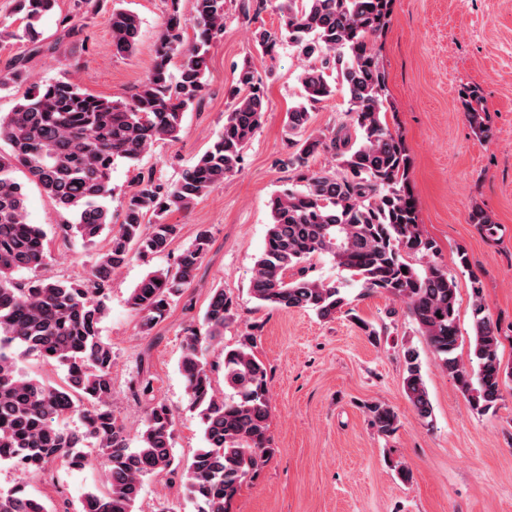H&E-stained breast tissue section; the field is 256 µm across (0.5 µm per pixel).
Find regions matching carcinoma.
Segmentation results:
<instances>
[{
	"instance_id": "cac0c4a2",
	"label": "carcinoma",
	"mask_w": 512,
	"mask_h": 512,
	"mask_svg": "<svg viewBox=\"0 0 512 512\" xmlns=\"http://www.w3.org/2000/svg\"><path fill=\"white\" fill-rule=\"evenodd\" d=\"M93 0H75V15L64 18L56 41L43 43L41 24L56 0H18L21 32L0 30V41L21 39L28 53L55 52L82 33ZM164 22L152 69L131 98H102L84 92L69 74L31 83L23 101L0 116V463L11 462L38 475L60 461L71 469L87 463L83 449L94 444L108 466L109 489L86 492L78 512H136L146 478L179 472L196 512H230L243 482L273 453L268 435L271 413L267 370L246 335L224 349V395L213 388L204 351L224 340L234 319L232 300L215 291L204 312L208 334H190L180 360L189 409L203 424L205 446L186 463L175 462V420L156 402L146 411L139 444L129 447L123 420L112 406V346L99 336L107 313L104 303L112 275L135 257L166 252L180 225L165 221L171 210H187L224 184L242 151L261 128L268 103L256 71L242 67L224 115V129L212 145L171 185L140 175L112 223V165L138 162L160 140L179 138L185 112L205 89L209 47L224 33V0H191V18L179 0ZM280 35L258 27L253 41L272 56L282 42L320 65L300 76L302 93L287 113L296 151L288 165L299 185L270 200V223L256 260L250 294L260 305L306 309L332 320L350 305L340 287L308 276L305 263L325 255L350 274L362 295L383 294L403 303L409 317L456 381L470 406L496 408L512 366L500 356L496 323L485 313L482 290L473 288L470 366L456 356L459 347L456 283L448 270L430 264L419 270L406 256L434 251L418 222L409 185L410 159L387 124L383 103L386 76L377 38L389 23L392 0H276ZM141 18L133 10L112 7V54L130 57L139 46ZM192 28L193 36L187 35ZM179 59L178 79L170 65ZM27 57L13 59L0 72V87L30 79ZM345 90L354 134L309 130L311 107ZM471 127L489 133L485 110L469 106ZM329 153L335 164L314 169L311 160ZM23 167L73 222L59 225L66 236L87 245L108 238L83 281L38 276L47 258L46 233L28 221L26 196L13 177ZM207 231L178 256L174 267L148 272L131 290L127 304L142 314L140 332L148 335L164 319L171 302L194 281L208 249ZM29 272L19 282L15 275ZM64 367L61 384L25 375L14 348ZM404 394L418 415L432 416L419 354L404 351ZM371 425L384 435L399 428L397 413L384 403L367 406ZM76 418L81 426L58 422ZM0 512H50L23 486L0 490Z\"/></svg>"
}]
</instances>
